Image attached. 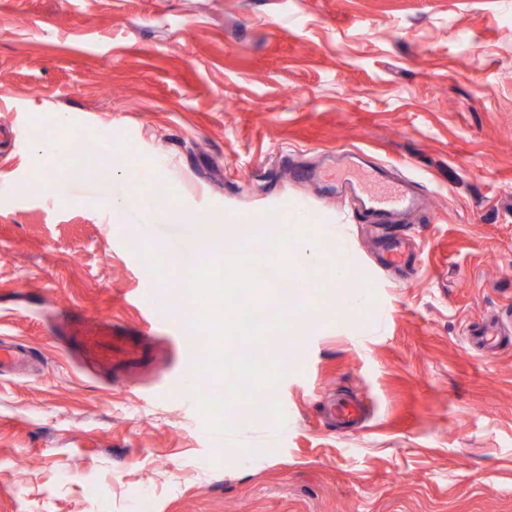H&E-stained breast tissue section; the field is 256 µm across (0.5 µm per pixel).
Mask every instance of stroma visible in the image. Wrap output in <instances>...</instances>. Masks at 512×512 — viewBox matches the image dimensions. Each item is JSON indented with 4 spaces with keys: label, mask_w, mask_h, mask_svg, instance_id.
Segmentation results:
<instances>
[{
    "label": "stroma",
    "mask_w": 512,
    "mask_h": 512,
    "mask_svg": "<svg viewBox=\"0 0 512 512\" xmlns=\"http://www.w3.org/2000/svg\"><path fill=\"white\" fill-rule=\"evenodd\" d=\"M36 116L125 176H41ZM343 152L421 178L414 266L286 165ZM199 214L263 258L269 223L319 236L322 296L336 267L366 296L288 306L304 345L231 434L184 404L188 293L147 270ZM511 311L512 0H0V345L30 350L0 367V512H512V332L466 338ZM344 397L367 415L335 430Z\"/></svg>",
    "instance_id": "35a3bbf8"
}]
</instances>
